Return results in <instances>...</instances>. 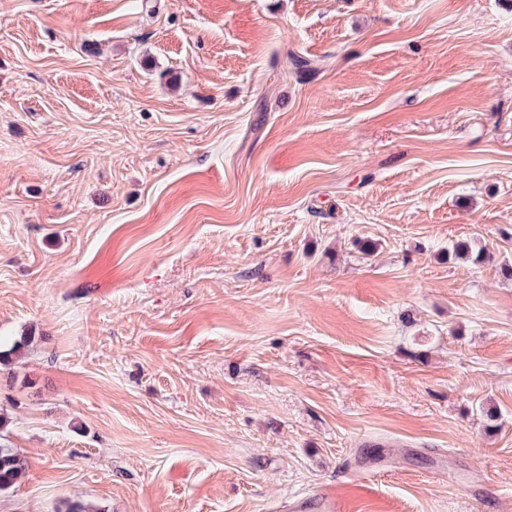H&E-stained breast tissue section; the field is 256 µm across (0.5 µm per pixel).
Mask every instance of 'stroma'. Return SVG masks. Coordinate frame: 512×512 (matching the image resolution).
I'll return each instance as SVG.
<instances>
[{
  "instance_id": "35a3bbf8",
  "label": "stroma",
  "mask_w": 512,
  "mask_h": 512,
  "mask_svg": "<svg viewBox=\"0 0 512 512\" xmlns=\"http://www.w3.org/2000/svg\"><path fill=\"white\" fill-rule=\"evenodd\" d=\"M505 259L512 0H0V512H512ZM26 471V460L16 448L0 441V492L14 487Z\"/></svg>"
}]
</instances>
